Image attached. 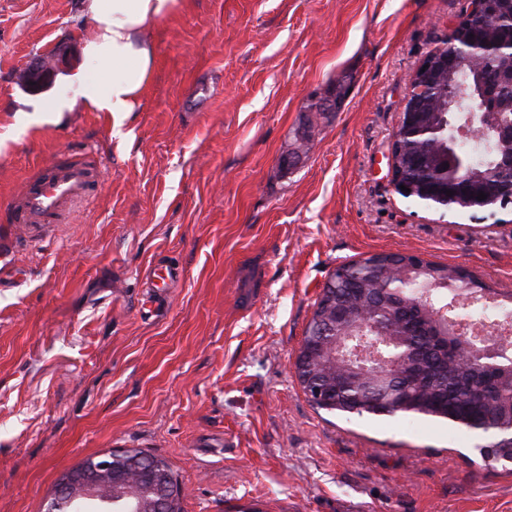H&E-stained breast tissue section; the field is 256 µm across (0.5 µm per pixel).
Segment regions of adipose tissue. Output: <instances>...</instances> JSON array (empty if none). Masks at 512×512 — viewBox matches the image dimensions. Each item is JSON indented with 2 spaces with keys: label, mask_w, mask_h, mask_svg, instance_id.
<instances>
[{
  "label": "adipose tissue",
  "mask_w": 512,
  "mask_h": 512,
  "mask_svg": "<svg viewBox=\"0 0 512 512\" xmlns=\"http://www.w3.org/2000/svg\"><path fill=\"white\" fill-rule=\"evenodd\" d=\"M181 5L182 0H86L96 30L83 49L88 71L79 94L87 107L115 115L134 111L154 62L147 32Z\"/></svg>",
  "instance_id": "adipose-tissue-1"
}]
</instances>
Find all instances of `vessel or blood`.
<instances>
[{
    "mask_svg": "<svg viewBox=\"0 0 512 512\" xmlns=\"http://www.w3.org/2000/svg\"><path fill=\"white\" fill-rule=\"evenodd\" d=\"M97 170L78 159L53 162L45 174L21 182L0 204L9 223L39 232L64 222L75 205L88 198Z\"/></svg>",
    "mask_w": 512,
    "mask_h": 512,
    "instance_id": "b4317fda",
    "label": "vessel or blood"
}]
</instances>
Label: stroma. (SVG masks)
I'll use <instances>...</instances> for the list:
<instances>
[{
  "label": "stroma",
  "instance_id": "stroma-1",
  "mask_svg": "<svg viewBox=\"0 0 512 512\" xmlns=\"http://www.w3.org/2000/svg\"><path fill=\"white\" fill-rule=\"evenodd\" d=\"M467 5L185 0L118 119L78 95L84 0H0V200L61 155L102 168L67 223L5 237L0 512H44L61 473L132 448L170 465L184 512H512V464L482 467L475 437L314 409L294 367L343 263L415 253L512 292V205L427 208L389 174L410 76ZM36 57L58 74L32 94L18 75Z\"/></svg>",
  "mask_w": 512,
  "mask_h": 512
}]
</instances>
